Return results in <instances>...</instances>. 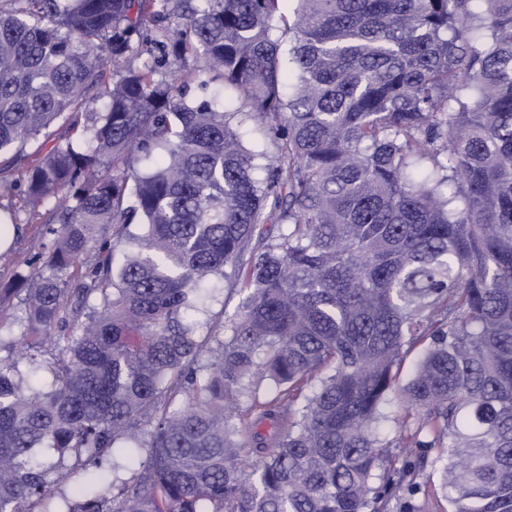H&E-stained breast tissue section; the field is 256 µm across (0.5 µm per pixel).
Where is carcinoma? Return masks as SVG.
I'll return each mask as SVG.
<instances>
[{"label": "carcinoma", "mask_w": 512, "mask_h": 512, "mask_svg": "<svg viewBox=\"0 0 512 512\" xmlns=\"http://www.w3.org/2000/svg\"><path fill=\"white\" fill-rule=\"evenodd\" d=\"M8 2L0 512H512V0ZM1 205L14 214L19 230L13 244L0 252V291L7 288L17 273H26L29 269L26 261L37 252L40 241L47 242L42 232L46 219V210L39 207L33 212L19 197L2 199ZM205 288H214L211 292V298L206 303L205 310L199 314V319L203 322H223L224 310H232L236 300L228 301L227 286L222 282L209 281L205 284ZM413 363H414V356L409 357L405 361L402 372H401V382H400L399 386L396 388L395 393L393 394L394 404H393V408H392L393 412L391 413V419L386 421L380 428L381 433L383 435H388L390 438L393 437L395 429H396L395 422L392 418H398L400 415V412H401V410L399 408V404H398V401L400 398V388L406 382L409 375L411 374L412 369H413ZM439 477L434 474L426 488V492L420 495L418 501L423 502V512H450L451 506L448 500L442 496L439 490L434 489V485L438 488Z\"/></svg>", "instance_id": "carcinoma-1"}]
</instances>
